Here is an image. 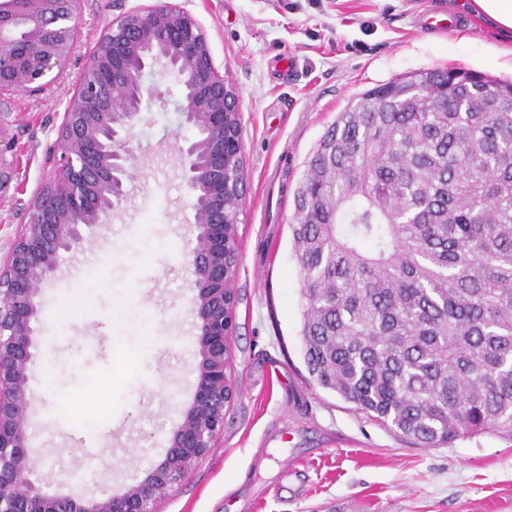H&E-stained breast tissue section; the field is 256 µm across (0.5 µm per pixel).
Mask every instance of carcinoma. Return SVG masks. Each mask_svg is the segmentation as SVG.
I'll return each instance as SVG.
<instances>
[{"mask_svg": "<svg viewBox=\"0 0 512 512\" xmlns=\"http://www.w3.org/2000/svg\"><path fill=\"white\" fill-rule=\"evenodd\" d=\"M404 88L339 113L294 191L304 362L423 447L512 435V83Z\"/></svg>", "mask_w": 512, "mask_h": 512, "instance_id": "obj_1", "label": "carcinoma"}]
</instances>
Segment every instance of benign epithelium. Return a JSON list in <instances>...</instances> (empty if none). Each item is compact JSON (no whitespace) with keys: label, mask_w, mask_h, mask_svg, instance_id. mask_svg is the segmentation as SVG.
<instances>
[{"label":"benign epithelium","mask_w":512,"mask_h":512,"mask_svg":"<svg viewBox=\"0 0 512 512\" xmlns=\"http://www.w3.org/2000/svg\"><path fill=\"white\" fill-rule=\"evenodd\" d=\"M82 0H0V97L40 91L62 69L81 33ZM86 72L59 127L61 154L32 197L33 224L22 226L0 261V512H157L224 432V408L237 395L227 372L238 298L229 291L239 255L235 225L225 218L231 162L243 154L239 100L213 64L197 19L177 0H153L109 25L89 53ZM160 74L182 87L176 110L195 139L179 146L180 176L190 196L194 246L186 288L198 336L197 381L179 413L164 458L120 493L89 497L52 487L80 483L76 470L35 478L28 426L35 393L36 333L42 286L63 254L106 224L128 195L139 166L131 131ZM11 140L0 124V190L12 177Z\"/></svg>","instance_id":"7a95c632"}]
</instances>
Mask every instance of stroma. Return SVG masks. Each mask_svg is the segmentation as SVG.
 <instances>
[{
    "label": "stroma",
    "mask_w": 512,
    "mask_h": 512,
    "mask_svg": "<svg viewBox=\"0 0 512 512\" xmlns=\"http://www.w3.org/2000/svg\"><path fill=\"white\" fill-rule=\"evenodd\" d=\"M151 0H83L69 61L34 96L0 102L14 163L0 191V259L27 223L26 205L59 155L58 129L103 29ZM199 21L215 66L236 89L248 190L239 216V297L228 371L239 387L217 448L158 512H512V437L467 435L452 445L410 444L333 392L303 360L302 272L289 226L293 191L339 112L360 95L421 70L464 68L512 79V33L485 14L447 32L417 20L459 0H179ZM132 131L141 158L128 199L98 236L67 254L43 288L37 348L56 373L37 397L29 433L39 476L81 469L82 491L112 472L121 490L163 459L192 396L198 345L184 267L189 196L176 147L194 137L175 111L180 89L159 82ZM79 312L57 318L61 299ZM155 339L151 353L144 337ZM119 415L94 449L62 414Z\"/></svg>",
    "instance_id": "1"
}]
</instances>
